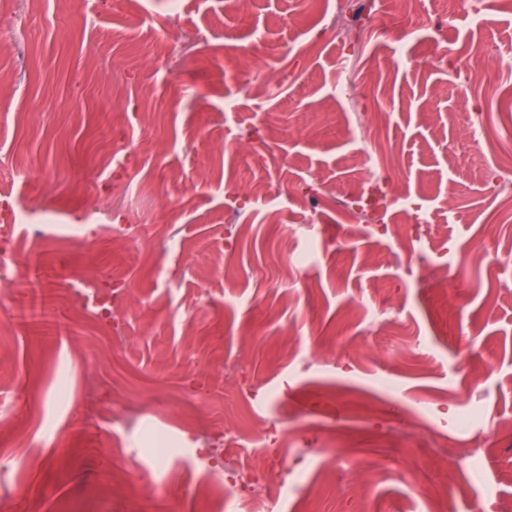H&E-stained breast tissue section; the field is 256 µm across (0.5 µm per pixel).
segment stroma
<instances>
[{
	"label": "stroma",
	"mask_w": 512,
	"mask_h": 512,
	"mask_svg": "<svg viewBox=\"0 0 512 512\" xmlns=\"http://www.w3.org/2000/svg\"><path fill=\"white\" fill-rule=\"evenodd\" d=\"M423 7L426 31L410 30L404 0L0 5V31L24 29L0 44V221L16 222L0 512H254L200 493L211 478L193 467L195 436L282 414L305 475L277 512H305L311 493L315 512H357L331 477L349 447L377 474L378 512L425 476L468 485L448 512L512 500L498 478L512 467V263L470 256L486 226L512 239V198L487 176L512 161V68L495 65L512 60V13L485 0L486 27L458 0ZM404 55L418 66L395 69ZM479 131L490 152L472 149ZM35 211L56 216L39 235ZM230 221L241 236H226ZM64 268L99 290L125 281L121 335L77 315ZM388 308L393 324L368 329ZM251 380L274 400L246 405ZM317 392L335 415L307 408ZM364 395L368 413L354 406ZM429 403L498 427L480 479L491 495L454 465L480 434L429 424ZM156 435L169 454L154 473ZM425 440L445 453L419 455Z\"/></svg>",
	"instance_id": "35a3bbf8"
}]
</instances>
